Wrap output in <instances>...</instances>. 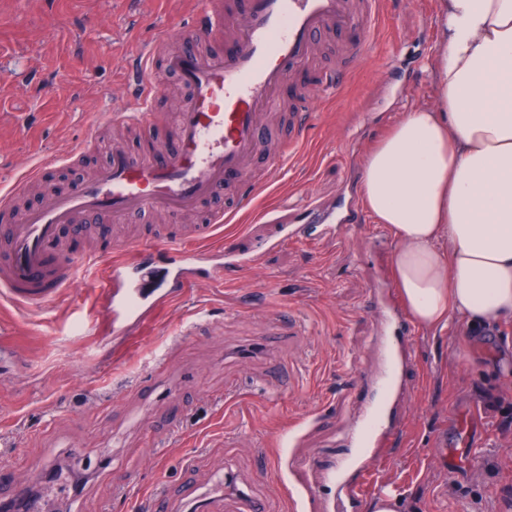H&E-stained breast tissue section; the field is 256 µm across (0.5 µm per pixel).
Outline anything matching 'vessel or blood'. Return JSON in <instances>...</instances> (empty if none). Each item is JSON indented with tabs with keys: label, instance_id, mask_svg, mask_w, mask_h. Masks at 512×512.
Instances as JSON below:
<instances>
[{
	"label": "vessel or blood",
	"instance_id": "b4317fda",
	"mask_svg": "<svg viewBox=\"0 0 512 512\" xmlns=\"http://www.w3.org/2000/svg\"><path fill=\"white\" fill-rule=\"evenodd\" d=\"M383 0H203L192 31L210 46L208 53L175 51L164 58L191 90L190 103L177 114L172 147L135 155L113 151L107 165L70 192L47 193L41 204L14 217L16 198L30 181L53 167L46 159L30 164L9 186L0 188V297L27 307L52 305L86 267H94L106 296L112 332L138 333L162 307L198 281L220 283L228 269L258 264L225 254L222 247L204 246L221 224L231 223L266 187L248 180L246 172L263 150V113L275 105L292 75L312 59L319 38L327 32L351 35L348 50L361 58L377 31ZM231 46L222 49L223 34ZM156 47L139 56L141 79L134 104L113 111L116 122L150 126L160 119L153 104L160 90L151 80ZM237 182L230 209L212 212L208 223L183 224L150 241L134 260L108 252L65 254L60 227L95 218L118 222L135 212L164 211L174 216L201 208L222 185ZM348 224L313 201L304 223L289 227L291 241L315 242L324 236H345ZM369 304L380 312L378 343L381 364L370 382L376 394L360 410L349 433L350 445L360 447L355 459L326 473L319 489L294 486L288 490L290 512H303L315 494L325 498L326 512H362L366 498L395 499L390 484L378 482L369 454L362 448L380 436H397L401 427L390 422L391 400L400 388L406 366L404 341L412 326L394 304L386 284L369 290ZM474 414L465 412L448 425V446L442 455L449 469L476 459ZM212 501L219 512H271L265 501L249 502L226 496L216 480Z\"/></svg>",
	"mask_w": 512,
	"mask_h": 512
}]
</instances>
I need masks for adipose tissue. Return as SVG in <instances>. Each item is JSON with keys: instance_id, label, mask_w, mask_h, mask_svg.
Segmentation results:
<instances>
[{"instance_id": "1", "label": "adipose tissue", "mask_w": 512, "mask_h": 512, "mask_svg": "<svg viewBox=\"0 0 512 512\" xmlns=\"http://www.w3.org/2000/svg\"><path fill=\"white\" fill-rule=\"evenodd\" d=\"M435 103L367 152L361 198L398 241L392 278L424 328L512 326V0H441Z\"/></svg>"}]
</instances>
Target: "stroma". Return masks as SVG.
<instances>
[{
	"instance_id": "stroma-1",
	"label": "stroma",
	"mask_w": 512,
	"mask_h": 512,
	"mask_svg": "<svg viewBox=\"0 0 512 512\" xmlns=\"http://www.w3.org/2000/svg\"><path fill=\"white\" fill-rule=\"evenodd\" d=\"M199 0H0V184L23 162L94 146L55 176L66 187L104 163L113 145H171L186 90L156 62L160 120L147 129L114 122L130 100L133 56L167 37L192 47L184 27ZM440 0H384L383 17L361 62L334 92L311 95L314 120L303 151L271 176L239 221L217 229L225 253H260L228 272L223 286L186 289L142 337L113 340L94 276L78 277L57 302L33 310L0 301V468L40 463L61 470L38 512H144L148 492L166 485L190 512L224 476L229 490L277 502L289 484L313 482L351 453L343 442L366 386L353 374L374 363L378 315L366 304L376 281L391 282L396 239L372 215L346 242L309 245L279 236L308 201L359 206L360 165L407 108L434 101L429 63L440 49ZM165 215L133 216L124 241L100 223L63 236L67 251L133 249ZM300 317L301 335L270 345L274 310ZM197 322L193 335L182 327ZM499 330L473 332L455 320L442 332L415 328L399 412L406 432L383 444L378 476L400 486L397 512H512V352ZM165 352L150 375L153 395L134 386L144 362ZM480 406L489 434L483 456L449 473L440 450L448 416ZM180 412L171 438L151 419ZM126 477L125 491L114 482Z\"/></svg>"
}]
</instances>
